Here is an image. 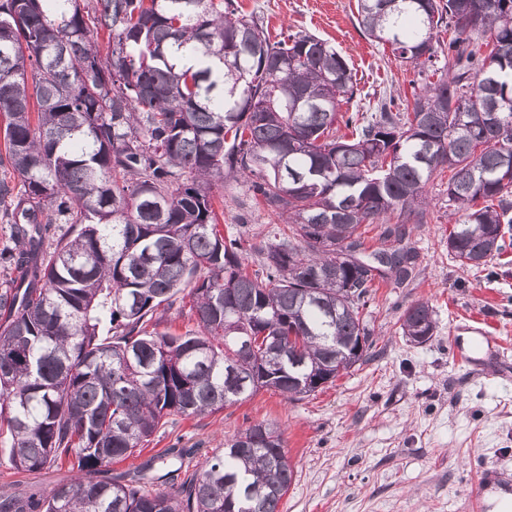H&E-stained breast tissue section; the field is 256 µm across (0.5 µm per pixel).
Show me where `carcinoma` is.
<instances>
[{
  "instance_id": "cac0c4a2",
  "label": "carcinoma",
  "mask_w": 512,
  "mask_h": 512,
  "mask_svg": "<svg viewBox=\"0 0 512 512\" xmlns=\"http://www.w3.org/2000/svg\"><path fill=\"white\" fill-rule=\"evenodd\" d=\"M357 15L417 68L401 109L340 111L355 89L336 49L303 32L272 42L234 0H0V216L14 243L0 264L18 272L0 289V444L18 469L77 474L1 492L0 512H279L293 468L271 422L224 440L175 489L101 473L171 415L261 388L299 400L362 361L373 288L406 286L419 266L407 224L434 173L450 172L448 252L477 268L501 254L512 0H357ZM438 27L455 33L445 47ZM175 47L199 64H177ZM230 179L284 225L251 245L224 232L212 189ZM379 223L368 253L361 228ZM54 224L67 230L48 246ZM247 247L261 256L251 273ZM172 309L196 328L158 331ZM435 328L424 301L400 324L406 337Z\"/></svg>"
}]
</instances>
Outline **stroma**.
I'll return each instance as SVG.
<instances>
[{"label": "stroma", "instance_id": "stroma-1", "mask_svg": "<svg viewBox=\"0 0 512 512\" xmlns=\"http://www.w3.org/2000/svg\"><path fill=\"white\" fill-rule=\"evenodd\" d=\"M235 2L272 39L304 31L335 47L357 83L348 111L370 113L379 98L412 96L416 69L361 34L356 0ZM448 178L444 171L427 184L425 220L409 236L420 255L415 278L404 288L380 284L363 311L373 341L365 361L296 401L262 390L214 414L169 417L141 451L112 464L113 474L150 460L147 487L162 488L168 471L185 479L225 438L268 421L281 428L294 468L280 512H475L481 474L512 479V369L468 362L453 349H470L482 327L504 341L512 366V232L499 257L461 266L448 252ZM214 195L220 224L245 225L253 236L268 224L246 181L224 182ZM418 300L435 311V332L423 344L399 329ZM173 446L190 457H166ZM72 477L64 466L16 469L0 447V491L47 490Z\"/></svg>", "mask_w": 512, "mask_h": 512}]
</instances>
